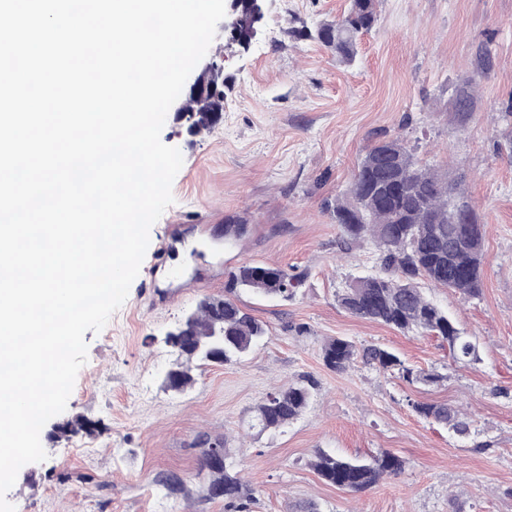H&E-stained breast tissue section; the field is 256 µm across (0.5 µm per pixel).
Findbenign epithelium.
<instances>
[{
  "mask_svg": "<svg viewBox=\"0 0 512 512\" xmlns=\"http://www.w3.org/2000/svg\"><path fill=\"white\" fill-rule=\"evenodd\" d=\"M250 3L257 11H262L261 0H225L226 15L221 29L224 36L235 39L239 35L240 8L243 3ZM224 111V66L217 59H212L197 74L186 92L179 97L176 109L178 119L187 123V131L193 136L204 133L193 123L197 112H216L223 117Z\"/></svg>",
  "mask_w": 512,
  "mask_h": 512,
  "instance_id": "benign-epithelium-1",
  "label": "benign epithelium"
}]
</instances>
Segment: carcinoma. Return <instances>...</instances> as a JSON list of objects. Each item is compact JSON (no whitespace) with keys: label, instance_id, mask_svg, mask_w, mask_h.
I'll list each match as a JSON object with an SVG mask.
<instances>
[{"label":"carcinoma","instance_id":"1","mask_svg":"<svg viewBox=\"0 0 512 512\" xmlns=\"http://www.w3.org/2000/svg\"><path fill=\"white\" fill-rule=\"evenodd\" d=\"M378 20L376 0H350L346 13L320 26L315 38L346 64L354 63L359 38ZM332 219L340 228L342 246L348 250L365 238L376 244L378 272L355 279L337 296L351 315L403 333L426 331L448 342L453 358L475 356V345L456 327L448 314L430 301L420 282L451 289L465 297L479 295L483 277L484 225L461 189V181L423 166L414 150L399 136L378 137L367 149L354 174L346 197L336 201ZM285 288L280 296L294 294L298 278L281 268L259 264L240 267L234 284L264 295L275 282ZM266 325L245 312L229 297L201 300L191 321L177 327L167 345L177 354L171 369L176 387L183 391L195 382L192 364L228 365L241 360L266 336ZM327 368L344 372L358 358L384 371L396 370L409 383H434L441 376L413 370L382 347L358 349L340 338L322 349ZM310 385L296 382L273 390L255 410L252 427L258 432L280 430L307 408ZM415 411L424 419L444 425L459 436L468 434L470 422L446 404L418 403ZM204 449L198 476L205 497L211 487L224 488L228 512H248L254 500L251 488L230 462L208 464ZM312 467L325 482L352 493L368 490L386 476L399 474L404 461L391 452L368 459L346 458L330 451L315 452Z\"/></svg>","mask_w":512,"mask_h":512}]
</instances>
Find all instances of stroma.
<instances>
[{
	"label": "stroma",
	"instance_id": "obj_1",
	"mask_svg": "<svg viewBox=\"0 0 512 512\" xmlns=\"http://www.w3.org/2000/svg\"><path fill=\"white\" fill-rule=\"evenodd\" d=\"M349 0H267L249 49L214 38L224 55V118L190 135L167 116L164 144L183 165L174 202L152 226L126 301L98 332L86 331L87 360L64 412L42 428L47 458L24 465L7 499L15 512H224L197 476L203 442L226 441L255 490L251 512H512V0H378V21L350 66L313 37ZM472 96L469 116L455 100ZM381 133L416 148L425 165L464 174L485 226L481 293L466 298L425 286L476 347L455 361L446 342L354 317L337 296L375 273L371 240L341 247L331 218L360 158ZM192 243L178 277L154 268L158 249ZM264 264L300 276L294 296L232 288L240 267ZM232 291L268 335L241 361L194 368L184 393L166 389L176 355L167 332L208 296ZM381 346L439 374L404 381L364 362L336 372L324 343ZM312 382L305 412L288 427L257 433L248 422L283 383ZM463 408L458 437L429 423L417 403ZM83 419L89 432L62 435ZM343 457L390 451L403 471L351 494L324 483L316 449ZM183 478L173 496L162 474Z\"/></svg>",
	"mask_w": 512,
	"mask_h": 512
}]
</instances>
